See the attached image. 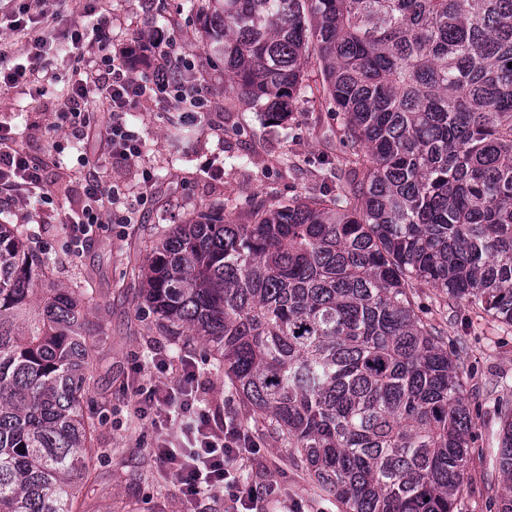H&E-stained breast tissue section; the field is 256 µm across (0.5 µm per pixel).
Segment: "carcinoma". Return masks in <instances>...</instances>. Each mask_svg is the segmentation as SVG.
Here are the masks:
<instances>
[{"mask_svg": "<svg viewBox=\"0 0 512 512\" xmlns=\"http://www.w3.org/2000/svg\"><path fill=\"white\" fill-rule=\"evenodd\" d=\"M226 91L283 122L308 92L341 121L340 190L179 224L146 298L199 336L254 423L343 512H455L474 418L460 358L416 313L429 285L512 325V0H203ZM0 224V512H88L83 402L93 290ZM497 512H512V408L499 412Z\"/></svg>", "mask_w": 512, "mask_h": 512, "instance_id": "cac0c4a2", "label": "carcinoma"}]
</instances>
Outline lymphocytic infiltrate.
Wrapping results in <instances>:
<instances>
[{"instance_id": "lymphocytic-infiltrate-1", "label": "lymphocytic infiltrate", "mask_w": 512, "mask_h": 512, "mask_svg": "<svg viewBox=\"0 0 512 512\" xmlns=\"http://www.w3.org/2000/svg\"><path fill=\"white\" fill-rule=\"evenodd\" d=\"M14 40L29 44L26 60L12 63L13 42H0V89H16L32 81L55 83L59 73L46 69L41 61L54 48L52 34H38L24 23L13 26ZM189 65L187 57L167 66L159 73L153 86H146L134 77L121 58L102 55L100 63L82 62L76 67L66 92L54 111V126L82 129L94 125L89 107L97 97L109 106L106 141L113 162L128 163L140 157L142 143L126 122L127 112L139 106L149 90L160 96L174 95L185 105L184 122L195 121L205 106V99L181 78ZM85 174L81 180V204L78 208L58 212L59 223L67 230V247L84 249L95 237L98 226L110 219L117 224H131L136 219L135 208H122V195L105 180L99 162L82 160ZM38 199L49 206L53 198L44 180V168L12 144L8 127L0 125V200L24 204ZM198 375L194 367H185L177 387L164 383L150 385L138 401L137 411L152 417L153 426H161L171 418L181 421L179 440L166 437L156 440L155 454L159 462L174 476L186 496H195L201 487L221 489L233 502L248 506L242 495L238 472L245 459L259 454L245 428L231 423L219 424L209 410L198 404Z\"/></svg>"}]
</instances>
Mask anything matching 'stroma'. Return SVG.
Instances as JSON below:
<instances>
[{
    "instance_id": "1",
    "label": "stroma",
    "mask_w": 512,
    "mask_h": 512,
    "mask_svg": "<svg viewBox=\"0 0 512 512\" xmlns=\"http://www.w3.org/2000/svg\"><path fill=\"white\" fill-rule=\"evenodd\" d=\"M43 7L65 21L85 24L83 50L89 56L103 45L110 55H119L140 38L163 31L173 44L172 54L191 58V80L208 100L207 114L192 125L182 123V112L173 103L147 101L128 113L127 123L143 137L145 147L134 163L120 165L108 160L100 135V124L108 119L105 102L93 101L99 125L85 130L79 143L69 131L50 126L62 85L0 93V122L10 126L16 146L43 165L57 206H69L78 196L81 152L103 164L109 180L128 193L143 170L154 175L149 209L125 228L102 225L79 252L67 248L63 225L40 223L38 205L0 206V220L19 226L32 253L55 260L62 285L87 275L93 281L91 314L100 341L90 358L98 383L88 395V407L96 414L95 445L103 454L96 463L99 488L88 493L91 512H234L220 490L205 488L187 499L153 453L156 433L149 420L135 411L142 387L157 379L175 383L186 361L194 364L200 394L212 412L247 425L264 445L261 455L245 461L239 473L242 484L276 486L275 493L258 496L254 512H282L287 503L297 504L299 512H342L289 448L251 425L246 403L208 345L193 336L174 342L162 335L135 274L146 261L147 244L164 238L175 225L227 214L243 222L256 201L335 194L336 180L323 173L335 167L340 155L339 119L309 94L283 124L273 126L247 100L226 94L224 60L207 50L190 0H105L102 12L109 14L110 23L103 28L96 15L84 11L81 0H43ZM413 300L422 320L443 330L445 342L464 359L462 376L476 427L457 512H496L501 488L492 453L498 408L502 401H512V326L433 288L416 289Z\"/></svg>"
}]
</instances>
